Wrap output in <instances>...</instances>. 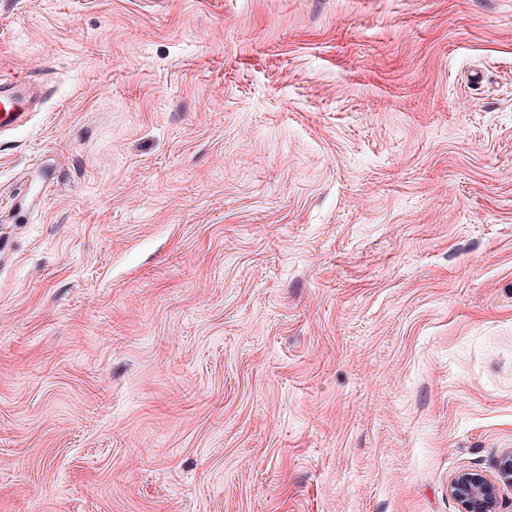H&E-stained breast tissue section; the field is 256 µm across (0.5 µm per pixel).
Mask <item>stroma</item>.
I'll return each instance as SVG.
<instances>
[{
    "mask_svg": "<svg viewBox=\"0 0 512 512\" xmlns=\"http://www.w3.org/2000/svg\"><path fill=\"white\" fill-rule=\"evenodd\" d=\"M0 512H460L512 451V0H0ZM38 92H43V82L38 79H0V134L27 122ZM448 492L461 503V512H499L497 485L480 474L455 477Z\"/></svg>",
    "mask_w": 512,
    "mask_h": 512,
    "instance_id": "obj_1",
    "label": "stroma"
}]
</instances>
